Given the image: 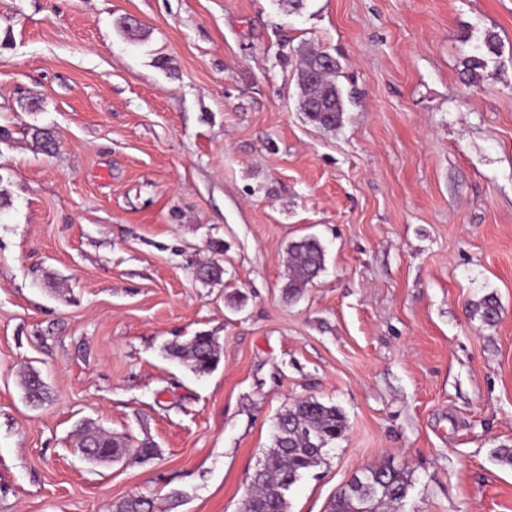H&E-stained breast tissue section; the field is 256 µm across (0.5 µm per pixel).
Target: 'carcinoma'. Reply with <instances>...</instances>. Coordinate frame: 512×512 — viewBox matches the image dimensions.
Segmentation results:
<instances>
[{"mask_svg":"<svg viewBox=\"0 0 512 512\" xmlns=\"http://www.w3.org/2000/svg\"><path fill=\"white\" fill-rule=\"evenodd\" d=\"M499 55L495 36L485 37L483 45L461 61L465 80L476 86L484 79L489 63ZM339 64L315 50L302 55L298 71L299 106L309 122L324 129H334L343 115V100L336 84ZM35 148L48 153L55 142L54 132L33 126L27 130ZM287 282L283 288L288 300L297 298L324 269L325 253L321 243L308 236L288 246ZM224 269L208 261L196 270V278L210 283L222 278ZM499 304L486 296L474 304L473 313L487 323L498 316ZM169 357L185 363L193 372L205 374L220 362L221 347L215 337L198 332L190 339L173 341L167 346ZM26 398L32 405L44 399L45 385L38 371L29 369L22 376ZM346 429L342 412L334 405L316 399L293 403L277 417L273 443L265 452L260 467L252 476L254 492L246 497L243 512H288L287 493L309 469L323 459L324 448L341 437ZM80 444L94 456V461H119L129 455L149 459L156 454L148 442L134 447L121 436L94 427L81 430ZM409 474L403 467L385 464L354 476L334 497L329 512H396L407 495ZM115 512H152V502L144 496L130 497L115 506Z\"/></svg>","mask_w":512,"mask_h":512,"instance_id":"1","label":"carcinoma"}]
</instances>
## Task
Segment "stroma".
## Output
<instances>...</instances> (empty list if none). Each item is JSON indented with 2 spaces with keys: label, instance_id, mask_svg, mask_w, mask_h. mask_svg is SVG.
<instances>
[{
  "label": "stroma",
  "instance_id": "stroma-1",
  "mask_svg": "<svg viewBox=\"0 0 512 512\" xmlns=\"http://www.w3.org/2000/svg\"><path fill=\"white\" fill-rule=\"evenodd\" d=\"M309 48L341 65L331 130L298 106ZM0 126V512H242L307 398L346 430L289 512L387 463L400 512H512V0H0ZM305 236L325 269L291 302ZM200 331L205 375L165 352ZM84 422L157 453L89 463ZM483 47L477 46L474 51L465 55L461 61L462 74L465 80L473 86L479 85L484 79L489 63L499 55V46L494 35H487ZM22 384L30 404L37 405L44 399L45 385L38 371L34 369L25 371L22 376Z\"/></svg>",
  "mask_w": 512,
  "mask_h": 512
}]
</instances>
